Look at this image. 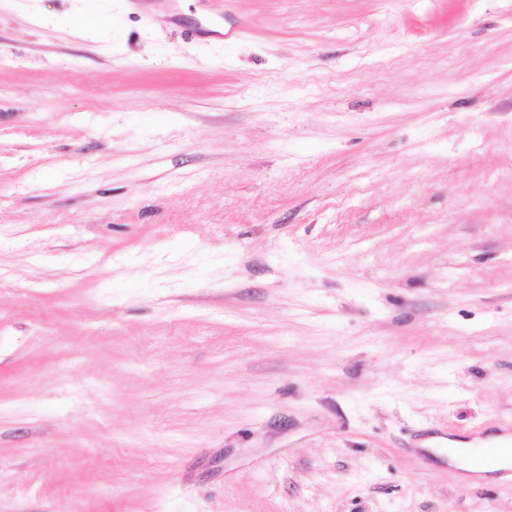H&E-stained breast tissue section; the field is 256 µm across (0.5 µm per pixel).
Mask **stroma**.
Masks as SVG:
<instances>
[{
    "label": "stroma",
    "mask_w": 512,
    "mask_h": 512,
    "mask_svg": "<svg viewBox=\"0 0 512 512\" xmlns=\"http://www.w3.org/2000/svg\"><path fill=\"white\" fill-rule=\"evenodd\" d=\"M0 0V512H512V0ZM475 443H479L480 445H498L502 446L506 450V453L502 457L500 464L497 465L498 462V450L494 447H486L480 450L479 452L473 454L470 458V465L472 468L476 470H486L487 473L497 472L498 470L507 471L512 466V448H509V445H512V439L508 434L504 435H492L487 437L482 441H466V440H452L448 439V448H456L457 452L454 454H449V459L456 465L457 468L463 470L467 474H471L475 472L468 463V452L474 449Z\"/></svg>",
    "instance_id": "stroma-1"
}]
</instances>
